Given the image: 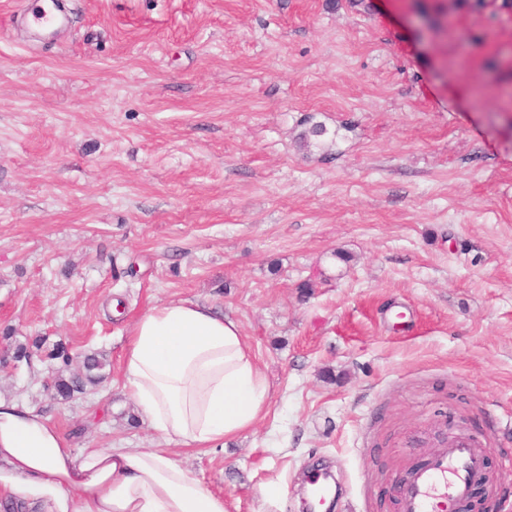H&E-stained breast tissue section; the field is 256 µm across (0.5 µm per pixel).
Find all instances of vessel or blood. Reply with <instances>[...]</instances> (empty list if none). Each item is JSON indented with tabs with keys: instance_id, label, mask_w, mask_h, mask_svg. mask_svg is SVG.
Masks as SVG:
<instances>
[{
	"instance_id": "vessel-or-blood-1",
	"label": "vessel or blood",
	"mask_w": 512,
	"mask_h": 512,
	"mask_svg": "<svg viewBox=\"0 0 512 512\" xmlns=\"http://www.w3.org/2000/svg\"><path fill=\"white\" fill-rule=\"evenodd\" d=\"M27 21L49 34L60 25L62 17L55 0H40ZM485 467L482 446L467 437L457 438L400 478L396 493L401 512H462L473 481L484 473Z\"/></svg>"
}]
</instances>
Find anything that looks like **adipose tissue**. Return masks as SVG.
Here are the masks:
<instances>
[{
  "label": "adipose tissue",
  "instance_id": "ef3b65f1",
  "mask_svg": "<svg viewBox=\"0 0 512 512\" xmlns=\"http://www.w3.org/2000/svg\"><path fill=\"white\" fill-rule=\"evenodd\" d=\"M124 386L166 445L74 454L41 412L0 400V501L13 512H227L168 452L208 448L249 431L270 385L239 323L204 303L170 301L134 322Z\"/></svg>",
  "mask_w": 512,
  "mask_h": 512
}]
</instances>
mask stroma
Returning a JSON list of instances; mask_svg holds the SVG:
<instances>
[{
  "label": "stroma",
  "instance_id": "obj_1",
  "mask_svg": "<svg viewBox=\"0 0 512 512\" xmlns=\"http://www.w3.org/2000/svg\"><path fill=\"white\" fill-rule=\"evenodd\" d=\"M44 41L0 0V399L74 453L160 448L121 355L150 306L235 318L271 384L224 445L174 453L227 512H399L396 482L482 440L489 512H512V115L475 78L512 21L468 0H63ZM427 11L451 31L420 32ZM321 141L304 142L312 125ZM42 340L30 363L17 345ZM108 362L59 404L57 342Z\"/></svg>",
  "mask_w": 512,
  "mask_h": 512
}]
</instances>
